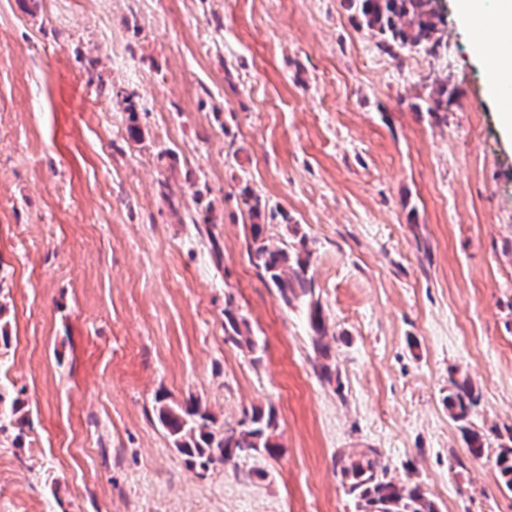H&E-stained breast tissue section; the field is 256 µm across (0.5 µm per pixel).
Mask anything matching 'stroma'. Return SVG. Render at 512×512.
<instances>
[{"instance_id": "35a3bbf8", "label": "stroma", "mask_w": 512, "mask_h": 512, "mask_svg": "<svg viewBox=\"0 0 512 512\" xmlns=\"http://www.w3.org/2000/svg\"><path fill=\"white\" fill-rule=\"evenodd\" d=\"M434 8L428 52L348 0H0V512H359L336 457L367 448L438 512H512V137L458 0ZM245 187L307 245L328 358L247 251ZM162 402L217 434L274 412L282 451L201 469ZM231 305L229 303L224 308L225 342L236 346L245 343L251 352H256L259 349V343L253 336H250L251 330L248 321L243 315L236 313ZM475 404L474 392L466 382L456 383L455 390L448 395V410L456 419L465 418Z\"/></svg>"}]
</instances>
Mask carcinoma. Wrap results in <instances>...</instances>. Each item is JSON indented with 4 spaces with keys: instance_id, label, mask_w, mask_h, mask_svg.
Returning <instances> with one entry per match:
<instances>
[{
    "instance_id": "1",
    "label": "carcinoma",
    "mask_w": 512,
    "mask_h": 512,
    "mask_svg": "<svg viewBox=\"0 0 512 512\" xmlns=\"http://www.w3.org/2000/svg\"><path fill=\"white\" fill-rule=\"evenodd\" d=\"M348 3L358 13L360 27L377 32L400 49L437 44L438 23L432 0H348ZM433 94L435 106L429 111H448V103L454 98V90L448 83L438 84ZM247 245L256 260V267L262 270L285 303L313 296L306 260L298 253L270 248L263 225H250ZM308 318L314 349L324 355L327 353L324 343L326 325L319 304L309 303ZM224 341L236 346L244 343L252 352L259 349L246 318L229 305L224 308ZM475 404L474 392L465 382L455 384V390L448 395V410L456 419L465 418ZM157 418L177 451L196 459L199 467L205 470L218 462L226 464L259 454L272 457L278 453L279 446L273 442L276 421L271 411L246 410L237 427L222 434L209 431L208 416L194 405H161ZM465 438L470 453L475 457L482 456L485 452L483 436L468 429ZM336 463L348 480V493L357 499L363 512H437L435 504L419 486L397 484L386 478V468L375 448L368 449L356 459L340 454ZM494 468L505 487L512 491V448L500 449Z\"/></svg>"
}]
</instances>
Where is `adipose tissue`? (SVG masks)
<instances>
[{"label":"adipose tissue","instance_id":"obj_1","mask_svg":"<svg viewBox=\"0 0 512 512\" xmlns=\"http://www.w3.org/2000/svg\"><path fill=\"white\" fill-rule=\"evenodd\" d=\"M459 10L465 25L480 21L476 49L484 58L490 84L498 85L501 74L512 73V0H499L493 12L487 0H460Z\"/></svg>","mask_w":512,"mask_h":512}]
</instances>
